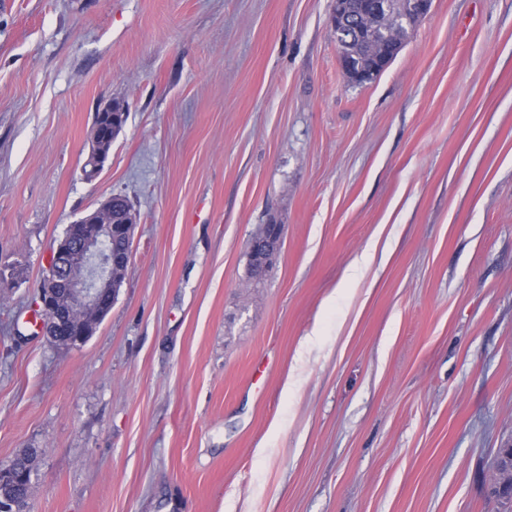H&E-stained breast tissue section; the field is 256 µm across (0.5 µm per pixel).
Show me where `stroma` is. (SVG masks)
Returning a JSON list of instances; mask_svg holds the SVG:
<instances>
[{
  "instance_id": "35a3bbf8",
  "label": "stroma",
  "mask_w": 512,
  "mask_h": 512,
  "mask_svg": "<svg viewBox=\"0 0 512 512\" xmlns=\"http://www.w3.org/2000/svg\"><path fill=\"white\" fill-rule=\"evenodd\" d=\"M332 4L0 0V461L39 449L26 512H512L488 491L512 446V0H433L357 86ZM115 193L125 277L56 347L42 272ZM282 237V227L280 224H264L261 233L250 241L248 252L262 267H266L276 254Z\"/></svg>"
}]
</instances>
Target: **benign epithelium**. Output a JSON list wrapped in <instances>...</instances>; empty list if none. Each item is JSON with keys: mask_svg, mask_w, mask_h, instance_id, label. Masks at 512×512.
I'll list each match as a JSON object with an SVG mask.
<instances>
[{"mask_svg": "<svg viewBox=\"0 0 512 512\" xmlns=\"http://www.w3.org/2000/svg\"><path fill=\"white\" fill-rule=\"evenodd\" d=\"M432 0H407L402 14L392 10L391 0H367L362 15L366 28L388 27L401 21L420 23L430 11ZM376 54L368 65L347 69V77L353 84H364L381 73L395 58L398 45L390 42L374 44ZM80 225L77 235L62 238L54 249L57 264L54 272L46 277L38 288L34 309L42 314V331L49 339L67 325H73L67 346L83 344L97 329V325L70 323L72 312L53 305V296L65 290L72 306L82 312L98 308L109 310L115 301L117 276L126 271L130 260L136 215L131 207L123 210L115 205L111 195L100 205L75 220ZM118 237L125 243L122 258L114 257L112 239ZM282 237V225L265 224L261 233L250 241L248 252L256 263L267 266L276 254ZM493 493L502 498H512V448H501L497 454L496 477Z\"/></svg>", "mask_w": 512, "mask_h": 512, "instance_id": "1", "label": "benign epithelium"}]
</instances>
